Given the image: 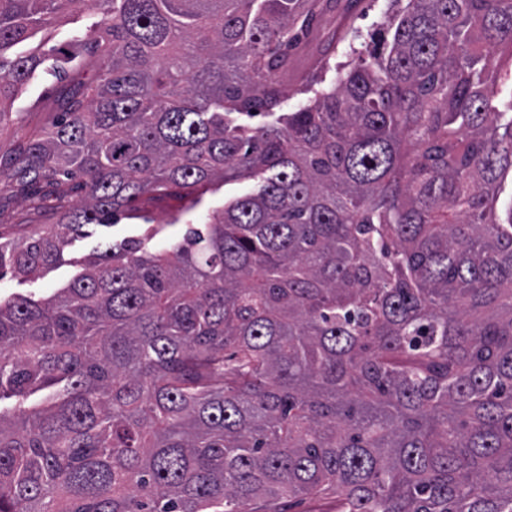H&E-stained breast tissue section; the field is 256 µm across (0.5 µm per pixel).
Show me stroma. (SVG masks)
Segmentation results:
<instances>
[{"label":"stroma","instance_id":"stroma-1","mask_svg":"<svg viewBox=\"0 0 512 512\" xmlns=\"http://www.w3.org/2000/svg\"><path fill=\"white\" fill-rule=\"evenodd\" d=\"M396 9L395 0H318L309 15L308 27L288 50V70L278 78L282 96L275 114L251 118V125L275 123L277 116L297 111L319 93L332 89L342 66L351 60L352 49L364 48L378 38L384 22ZM98 19V14L88 8L70 11L44 30L48 47H66L82 54L90 66L104 67L105 59L91 55L79 40ZM79 79L76 73L62 81L35 76L0 119V156H10L32 132L51 127L64 94ZM254 188V182L249 180L230 182L206 193L195 206L176 195L146 201L139 217L118 216L114 224L92 227L90 235L71 240L64 246L59 263L38 280L22 281L9 274L1 277L0 300L17 294L46 296L67 286L82 272L85 259L100 244L137 238L149 229L155 230L154 242L158 245L182 239L188 227L198 225L212 210L223 208L225 201ZM51 220V213L34 209L15 183L0 179L1 233L10 236L17 225L46 224Z\"/></svg>","mask_w":512,"mask_h":512}]
</instances>
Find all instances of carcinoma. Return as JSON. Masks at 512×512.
<instances>
[{
  "instance_id": "carcinoma-1",
  "label": "carcinoma",
  "mask_w": 512,
  "mask_h": 512,
  "mask_svg": "<svg viewBox=\"0 0 512 512\" xmlns=\"http://www.w3.org/2000/svg\"><path fill=\"white\" fill-rule=\"evenodd\" d=\"M307 4L0 0V118L76 61L23 50L69 7L110 60L0 166L60 211L0 233V278L146 196L258 181L0 302V512H512V0H406L332 90L233 123L279 105ZM336 502L329 497H313L309 495L294 498H283L274 505L255 500L239 505V509L248 512H336Z\"/></svg>"
}]
</instances>
